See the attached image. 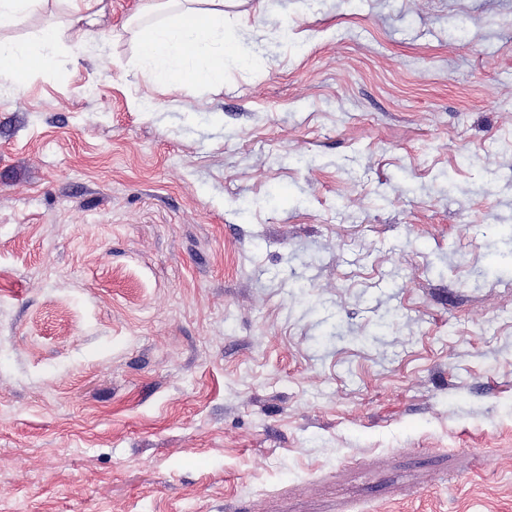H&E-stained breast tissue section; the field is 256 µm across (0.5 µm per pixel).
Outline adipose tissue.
Masks as SVG:
<instances>
[{"instance_id":"1","label":"adipose tissue","mask_w":512,"mask_h":512,"mask_svg":"<svg viewBox=\"0 0 512 512\" xmlns=\"http://www.w3.org/2000/svg\"><path fill=\"white\" fill-rule=\"evenodd\" d=\"M47 0H0V29L14 27L42 13L39 35L32 43L0 42V78L24 80L47 59L72 51V27L46 12ZM243 0H142L138 32V67L163 86L185 81L209 84L221 79L226 56L239 45L224 33L225 10Z\"/></svg>"}]
</instances>
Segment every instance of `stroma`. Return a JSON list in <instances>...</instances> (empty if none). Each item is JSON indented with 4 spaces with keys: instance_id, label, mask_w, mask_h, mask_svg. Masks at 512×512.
<instances>
[{
    "instance_id": "35a3bbf8",
    "label": "stroma",
    "mask_w": 512,
    "mask_h": 512,
    "mask_svg": "<svg viewBox=\"0 0 512 512\" xmlns=\"http://www.w3.org/2000/svg\"><path fill=\"white\" fill-rule=\"evenodd\" d=\"M0 79V512H512V0H247ZM138 67L162 86L184 81L209 84L223 78L224 57L239 55L240 47L224 35L225 7L247 0H142ZM197 5H207L199 7Z\"/></svg>"
}]
</instances>
